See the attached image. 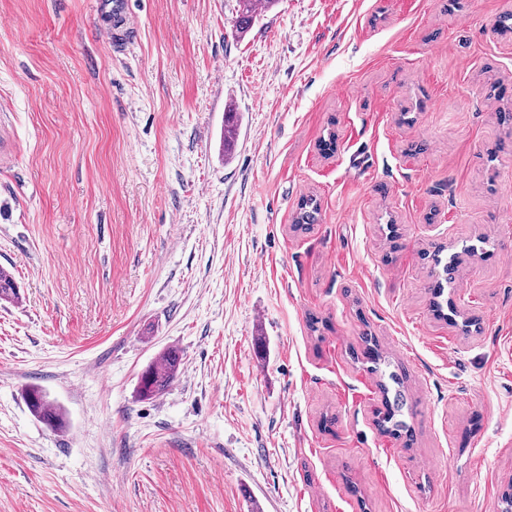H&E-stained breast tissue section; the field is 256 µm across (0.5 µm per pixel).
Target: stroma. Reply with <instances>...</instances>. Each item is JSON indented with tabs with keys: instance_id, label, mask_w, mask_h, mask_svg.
Returning <instances> with one entry per match:
<instances>
[{
	"instance_id": "stroma-1",
	"label": "stroma",
	"mask_w": 512,
	"mask_h": 512,
	"mask_svg": "<svg viewBox=\"0 0 512 512\" xmlns=\"http://www.w3.org/2000/svg\"><path fill=\"white\" fill-rule=\"evenodd\" d=\"M131 9L118 52L94 0H0V512H501L512 0H278L242 35L238 0ZM438 246L478 337L430 308ZM367 334L411 436L374 424ZM181 362L180 352L176 348L161 353L158 360L142 372L138 382L139 396L151 399L164 392L176 379ZM26 401L31 412L50 427H63L64 416L58 406L50 403L42 389L32 386L26 391Z\"/></svg>"
}]
</instances>
